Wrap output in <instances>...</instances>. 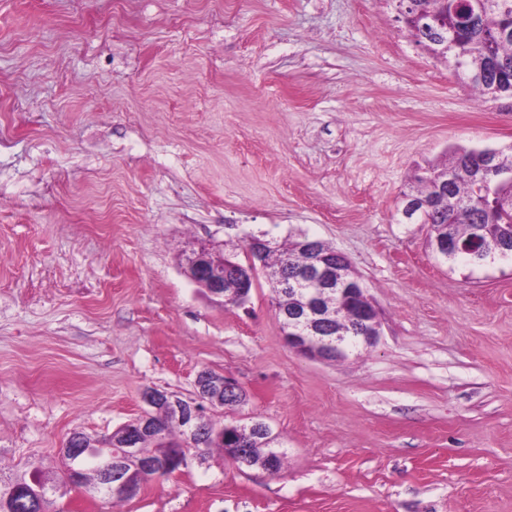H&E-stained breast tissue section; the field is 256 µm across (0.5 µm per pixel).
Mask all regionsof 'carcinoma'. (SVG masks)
<instances>
[{
  "instance_id": "1",
  "label": "carcinoma",
  "mask_w": 512,
  "mask_h": 512,
  "mask_svg": "<svg viewBox=\"0 0 512 512\" xmlns=\"http://www.w3.org/2000/svg\"><path fill=\"white\" fill-rule=\"evenodd\" d=\"M401 19L418 43L432 55L454 68L461 69L469 85L482 95L497 99L512 97V0H468L469 21L462 23L448 14L445 0H393ZM482 177L480 156L472 149H453L446 162L414 174L417 188L406 194L408 198L431 199L432 208L421 216V222L431 227L429 243L451 235L463 243L480 240L481 251L452 254L448 259L464 258L480 263L500 252L512 255V244L497 246V231L512 225V184L500 186L494 203L483 205L477 196ZM303 235L288 238L284 247L274 246L266 255L265 270L274 275L288 277L300 273L305 264V254L299 249ZM304 294L317 297L323 311L331 313L328 335L336 330L349 329V309L339 295L315 284H310ZM161 439L154 445H145L146 451L156 455L166 453L164 444L177 429L168 425L165 417L155 418ZM268 447L266 436L258 433L254 440L241 445L243 453L260 457ZM111 464L108 456L95 459L75 458L68 466L82 470L79 481L86 490L103 498L116 499L97 488L100 471ZM32 472L23 471L5 475L0 472V512H18L13 489L25 486L31 492L37 487L31 482ZM63 485L62 480H43L42 512H52V494Z\"/></svg>"
}]
</instances>
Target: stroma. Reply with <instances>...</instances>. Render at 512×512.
<instances>
[{
  "instance_id": "1",
  "label": "stroma",
  "mask_w": 512,
  "mask_h": 512,
  "mask_svg": "<svg viewBox=\"0 0 512 512\" xmlns=\"http://www.w3.org/2000/svg\"><path fill=\"white\" fill-rule=\"evenodd\" d=\"M512 148L392 0H0V467L55 473L155 387L209 369L265 422L270 475L212 449L132 499L55 512H512V258L473 265L402 218L415 168ZM336 249L380 336L319 362L264 272L244 306L181 270L197 241Z\"/></svg>"
}]
</instances>
